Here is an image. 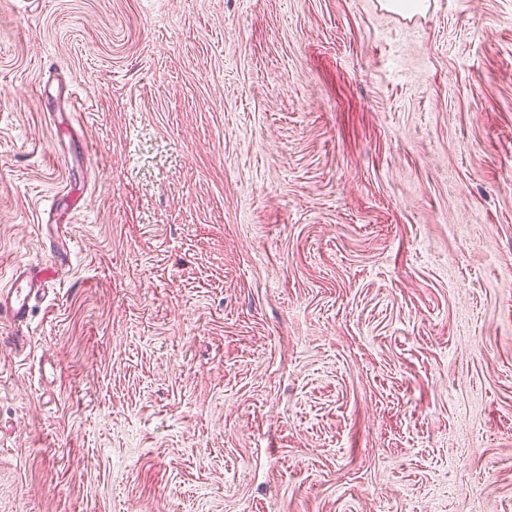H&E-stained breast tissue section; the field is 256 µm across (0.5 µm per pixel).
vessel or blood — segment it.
Masks as SVG:
<instances>
[{
  "instance_id": "vessel-or-blood-1",
  "label": "vessel or blood",
  "mask_w": 512,
  "mask_h": 512,
  "mask_svg": "<svg viewBox=\"0 0 512 512\" xmlns=\"http://www.w3.org/2000/svg\"><path fill=\"white\" fill-rule=\"evenodd\" d=\"M63 262V257L55 252L46 264L26 263L14 266L9 290L0 293V316H9L18 322L24 321L30 302L39 293L42 281L53 277L58 265Z\"/></svg>"
}]
</instances>
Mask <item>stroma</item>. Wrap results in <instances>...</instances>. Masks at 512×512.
Here are the masks:
<instances>
[{
	"instance_id": "1",
	"label": "stroma",
	"mask_w": 512,
	"mask_h": 512,
	"mask_svg": "<svg viewBox=\"0 0 512 512\" xmlns=\"http://www.w3.org/2000/svg\"><path fill=\"white\" fill-rule=\"evenodd\" d=\"M384 2L0 0V512H512V0ZM60 252L51 253L50 259L42 267L39 263L19 264L11 271V286L5 293H0V316H10L15 321L23 322L30 309V302L36 298L41 289V282L54 276L58 265L64 257Z\"/></svg>"
}]
</instances>
